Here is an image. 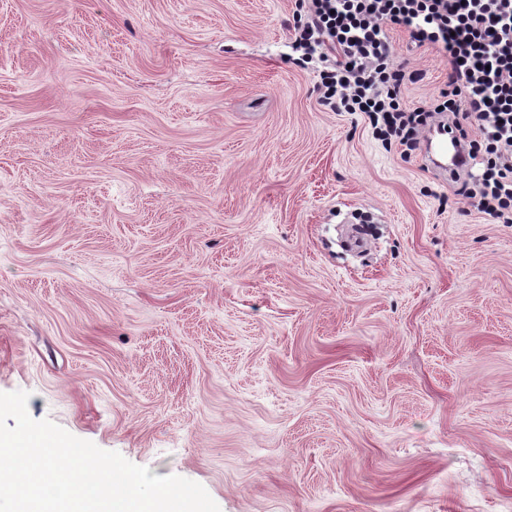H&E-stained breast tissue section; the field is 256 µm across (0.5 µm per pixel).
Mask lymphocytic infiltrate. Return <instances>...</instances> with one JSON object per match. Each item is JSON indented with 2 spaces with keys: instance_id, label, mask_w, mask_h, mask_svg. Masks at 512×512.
Instances as JSON below:
<instances>
[{
  "instance_id": "lymphocytic-infiltrate-1",
  "label": "lymphocytic infiltrate",
  "mask_w": 512,
  "mask_h": 512,
  "mask_svg": "<svg viewBox=\"0 0 512 512\" xmlns=\"http://www.w3.org/2000/svg\"><path fill=\"white\" fill-rule=\"evenodd\" d=\"M397 29L447 64L440 103L403 102L406 73L391 64ZM288 40L301 61L320 64L324 102L363 113L381 140L411 152L440 118L475 123L467 197L495 223L512 224V0H298Z\"/></svg>"
}]
</instances>
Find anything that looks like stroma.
Instances as JSON below:
<instances>
[{
  "label": "stroma",
  "instance_id": "1",
  "mask_svg": "<svg viewBox=\"0 0 512 512\" xmlns=\"http://www.w3.org/2000/svg\"><path fill=\"white\" fill-rule=\"evenodd\" d=\"M296 9L0 0V392L221 512H512V224L322 104Z\"/></svg>",
  "mask_w": 512,
  "mask_h": 512
}]
</instances>
